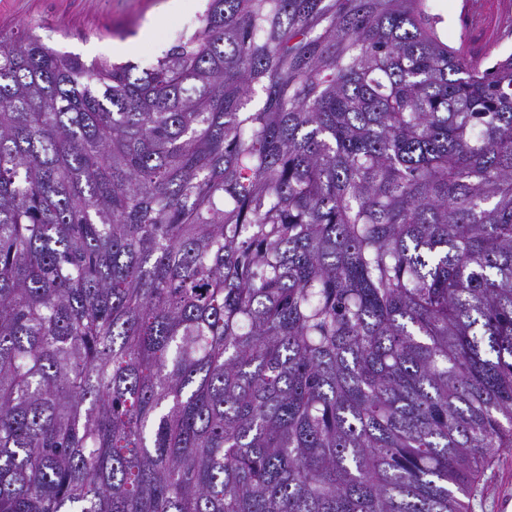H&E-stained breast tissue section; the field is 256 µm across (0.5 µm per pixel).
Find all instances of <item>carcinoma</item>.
<instances>
[{
    "mask_svg": "<svg viewBox=\"0 0 512 512\" xmlns=\"http://www.w3.org/2000/svg\"><path fill=\"white\" fill-rule=\"evenodd\" d=\"M433 0H206L148 68L0 30V512H470L512 448V53ZM465 0H435L436 10L445 18L448 44L459 47V17Z\"/></svg>",
    "mask_w": 512,
    "mask_h": 512,
    "instance_id": "obj_1",
    "label": "carcinoma"
}]
</instances>
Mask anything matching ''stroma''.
<instances>
[{"label":"stroma","instance_id":"obj_1","mask_svg":"<svg viewBox=\"0 0 512 512\" xmlns=\"http://www.w3.org/2000/svg\"><path fill=\"white\" fill-rule=\"evenodd\" d=\"M168 0H0V27L14 29L28 22L41 23V36L55 49L83 61L126 58L139 68L149 67L168 50L178 34L192 32L203 0H189L185 9L153 28L149 41H141L144 29ZM130 48L119 55L117 45ZM512 474V451L504 452L486 467L473 502L472 512H493L494 498Z\"/></svg>","mask_w":512,"mask_h":512}]
</instances>
